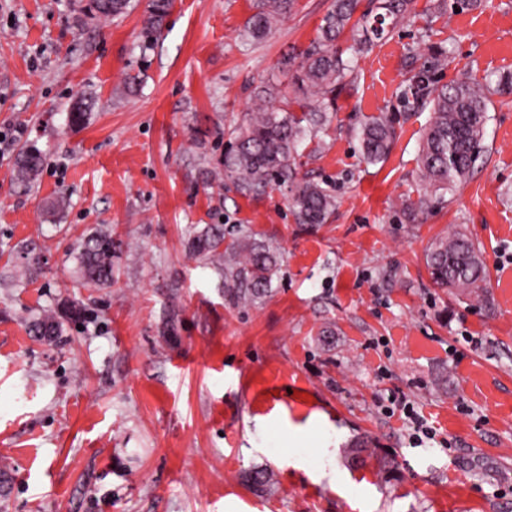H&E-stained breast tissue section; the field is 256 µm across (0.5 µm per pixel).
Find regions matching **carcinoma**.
Segmentation results:
<instances>
[{
  "label": "carcinoma",
  "instance_id": "obj_1",
  "mask_svg": "<svg viewBox=\"0 0 512 512\" xmlns=\"http://www.w3.org/2000/svg\"><path fill=\"white\" fill-rule=\"evenodd\" d=\"M94 12L103 18L119 17L131 0H92ZM296 0H256L254 12L243 26L244 37L258 41L266 37L294 8ZM359 0H332L317 35L302 53L299 69L292 76L293 99L280 94L272 85L256 92L254 109L246 122L228 131L229 143L219 166L207 171L219 183L231 182L245 196H260L267 190L284 187L289 205L299 224H324L336 206L334 187L299 176V147L313 140L331 122L328 105L336 99L339 87L348 84L354 63L385 39L405 17L411 0H378L380 12L363 14L353 20ZM478 0H434L431 9L440 16L477 6ZM172 7V0H149L143 32L152 39L160 32ZM351 28V43L337 42ZM447 64L440 47L414 73L401 94L406 111L430 107L431 119L425 129L417 168L425 191L406 208L412 214L426 212L432 198H443L467 179L483 151L490 96L512 94V75L503 74L496 86L468 81L440 83L438 73ZM280 100L281 105H273ZM302 109L297 115L291 104ZM363 159L370 164L384 161L396 139V124L387 114L366 118L356 131ZM42 155L34 147L23 151L16 166V179L28 184L39 173ZM190 251L198 257L219 263L224 277V293L233 304L250 303L266 294L279 269L278 248L269 242L243 235L226 242L224 226L207 225L189 240ZM432 282L476 300L486 298L487 271L480 248L461 230L436 239L427 255ZM78 285L101 286L112 282V234L95 233L86 237L77 254ZM59 321L46 316L34 322L31 331L53 336Z\"/></svg>",
  "mask_w": 512,
  "mask_h": 512
}]
</instances>
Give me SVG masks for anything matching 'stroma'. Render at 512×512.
I'll use <instances>...</instances> for the list:
<instances>
[{
    "label": "stroma",
    "mask_w": 512,
    "mask_h": 512,
    "mask_svg": "<svg viewBox=\"0 0 512 512\" xmlns=\"http://www.w3.org/2000/svg\"><path fill=\"white\" fill-rule=\"evenodd\" d=\"M147 3L105 20L80 0H0V512H512V95H492L467 180L416 219L403 203L419 196L429 109L400 120L382 163L355 138L398 111L406 62L430 46L448 50L445 83L512 73V0L440 18L413 0L359 58L328 131L300 149L301 172L336 188L318 226L295 222L284 191L247 197L199 170L256 86L289 93L332 0H296L259 42L242 35L253 0H173L151 41ZM81 97L93 107L74 128ZM31 145L43 167L25 186ZM217 223L278 246L260 301L230 303L190 252ZM454 226L483 253L489 307L429 277ZM96 231L112 235L114 278L79 288ZM49 312L50 340L30 331ZM394 391L437 443L413 446L382 413ZM42 165V155L34 147L23 151L16 166V179L22 184H29L39 173Z\"/></svg>",
    "instance_id": "stroma-1"
}]
</instances>
